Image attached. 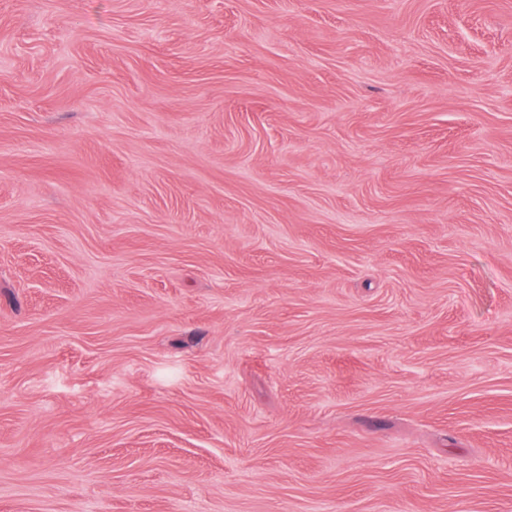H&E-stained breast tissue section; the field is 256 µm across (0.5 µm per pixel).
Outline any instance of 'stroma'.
Returning a JSON list of instances; mask_svg holds the SVG:
<instances>
[{
  "label": "stroma",
  "mask_w": 512,
  "mask_h": 512,
  "mask_svg": "<svg viewBox=\"0 0 512 512\" xmlns=\"http://www.w3.org/2000/svg\"><path fill=\"white\" fill-rule=\"evenodd\" d=\"M0 512H512V0H0Z\"/></svg>",
  "instance_id": "35a3bbf8"
}]
</instances>
